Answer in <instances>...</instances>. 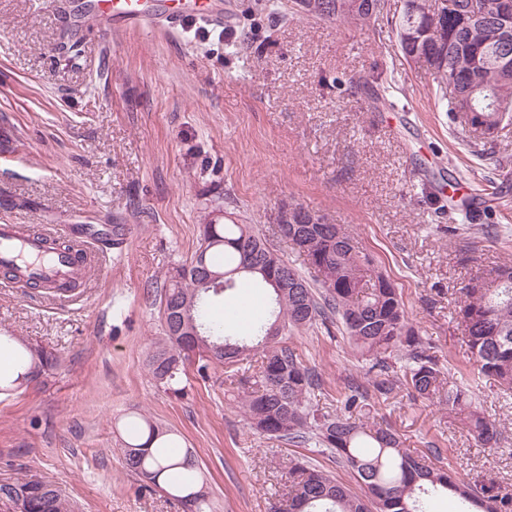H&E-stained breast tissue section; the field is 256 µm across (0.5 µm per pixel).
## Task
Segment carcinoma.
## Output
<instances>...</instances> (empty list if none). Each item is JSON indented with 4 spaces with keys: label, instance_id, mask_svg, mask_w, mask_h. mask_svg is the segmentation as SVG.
<instances>
[{
    "label": "carcinoma",
    "instance_id": "carcinoma-1",
    "mask_svg": "<svg viewBox=\"0 0 512 512\" xmlns=\"http://www.w3.org/2000/svg\"><path fill=\"white\" fill-rule=\"evenodd\" d=\"M351 0H294L293 5L317 19L365 24L381 13L385 0H362L356 11ZM448 13L432 25L428 0H404L392 24L404 56L430 69L440 100L450 115L474 107L488 127L497 129L502 116L485 110L480 95L497 93L512 99V66L500 68L481 56L498 44L503 26L500 0H480L475 18L472 0H447ZM308 275L288 265L269 247L251 224L229 217L221 224L202 225L198 247L184 273L168 272L160 302L188 305V318L199 336L191 337L204 371L221 364L243 371L240 396L250 428L269 438L295 445H314L328 452L352 474L359 491L339 482L310 463L290 461V491L278 512H429L435 498L452 494L472 512H512V495L496 484L469 483L449 469L436 467L429 457L402 447L388 426L353 419L369 400L355 385L334 413L313 402L320 376L306 367L288 345V333L317 323H341L356 353L368 364L375 392L390 395L401 384L426 400H438L479 446L498 445L502 430L472 402L470 390L450 377L439 358L430 353L426 338L409 325L401 294L377 271L370 256L340 224H299L293 232ZM224 276V287L202 288L199 280ZM272 288L273 309L267 317L234 334L214 317L228 291L240 279ZM457 317L463 327L469 363L479 377L492 378L512 390V265L493 270L489 281H467L459 288ZM403 362L397 376L392 358ZM190 355L178 338L157 337L147 354L151 378L167 390L179 391ZM54 366V359L33 351L22 357V378ZM170 430L149 417L136 423L122 448L128 469L153 486H161L176 501L200 491L191 455L175 457ZM28 498L31 512H74V502L59 487L36 480L0 482V500Z\"/></svg>",
    "mask_w": 512,
    "mask_h": 512
}]
</instances>
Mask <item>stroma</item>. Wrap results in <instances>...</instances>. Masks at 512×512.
Masks as SVG:
<instances>
[{"label": "stroma", "mask_w": 512, "mask_h": 512, "mask_svg": "<svg viewBox=\"0 0 512 512\" xmlns=\"http://www.w3.org/2000/svg\"><path fill=\"white\" fill-rule=\"evenodd\" d=\"M230 2L221 40L192 25L114 33L90 12L65 21L47 0H0V221L122 234L72 300L0 273V336L57 359L0 391V481L54 484L79 512H182L124 466L122 441L144 414L191 451L213 512H276L292 459L352 483L330 454L250 429L224 366H187L178 392L146 368L163 333L161 285L193 256L205 213H235L269 236L304 208L358 239L503 435L478 447L445 406L404 388L376 399L370 422L410 451L441 448V466L461 479L512 494V391L473 378L456 319L462 282L512 263V124L485 144L448 116L431 71L391 33L403 0L365 26L289 14L288 0ZM342 76L359 87L339 92ZM488 206L498 222L486 221ZM288 343L319 373L320 407L367 386L337 326Z\"/></svg>", "instance_id": "35a3bbf8"}]
</instances>
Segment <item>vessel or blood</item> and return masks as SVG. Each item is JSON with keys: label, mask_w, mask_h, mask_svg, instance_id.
Returning <instances> with one entry per match:
<instances>
[{"label": "vessel or blood", "mask_w": 512, "mask_h": 512, "mask_svg": "<svg viewBox=\"0 0 512 512\" xmlns=\"http://www.w3.org/2000/svg\"><path fill=\"white\" fill-rule=\"evenodd\" d=\"M92 11L113 30L139 29L158 23L174 30L194 21L224 24L222 0H89ZM45 233L28 232L24 225L0 222V270L12 283L29 281L44 289L86 283L100 263L96 241L81 236L73 249L46 253Z\"/></svg>", "instance_id": "b4317fda"}]
</instances>
